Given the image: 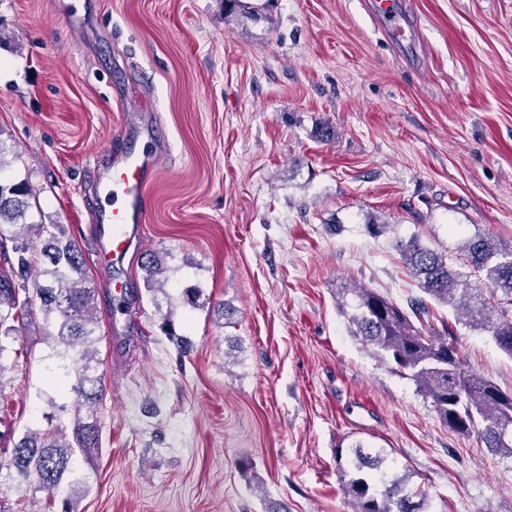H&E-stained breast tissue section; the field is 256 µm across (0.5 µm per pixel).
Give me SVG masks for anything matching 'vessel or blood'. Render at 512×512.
<instances>
[{"instance_id":"obj_1","label":"vessel or blood","mask_w":512,"mask_h":512,"mask_svg":"<svg viewBox=\"0 0 512 512\" xmlns=\"http://www.w3.org/2000/svg\"><path fill=\"white\" fill-rule=\"evenodd\" d=\"M135 125L144 140L142 149L117 146L95 188L99 202L94 236L96 265L107 274L115 263L125 260L148 222L144 190L154 173L160 140L150 116H140Z\"/></svg>"}]
</instances>
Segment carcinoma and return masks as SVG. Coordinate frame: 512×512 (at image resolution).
<instances>
[{
    "label": "carcinoma",
    "mask_w": 512,
    "mask_h": 512,
    "mask_svg": "<svg viewBox=\"0 0 512 512\" xmlns=\"http://www.w3.org/2000/svg\"><path fill=\"white\" fill-rule=\"evenodd\" d=\"M31 198L28 182H0V357L25 319L39 309L44 335L63 347L55 353L49 382L74 394L86 413L70 432L59 426L27 430L12 449L11 464L20 477L36 475L40 489L50 495L66 485L60 512H72L73 500L88 491L86 482L74 476V453L99 447L104 381L95 348L98 291L65 226L28 220ZM398 249L425 295L452 307L463 324L489 330L499 349L512 358V244L478 234L461 245L469 266L483 273L491 294L504 301L495 317L483 289L444 255L417 238L399 242ZM346 294L353 299L344 305H353L354 335L382 351L413 380L450 430L474 432L486 447L512 455V392L472 368L449 331L425 334L408 312L371 288H348ZM74 350L75 359L70 356ZM381 465L380 456L365 458L361 450L354 451L352 471L344 480L354 512H426V493L409 490L406 478H374Z\"/></svg>",
    "instance_id": "cac0c4a2"
}]
</instances>
